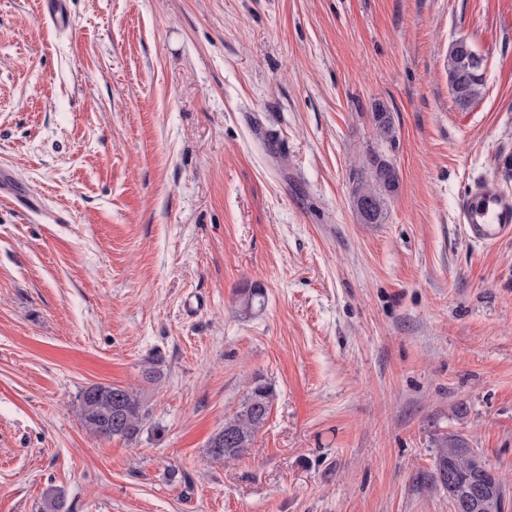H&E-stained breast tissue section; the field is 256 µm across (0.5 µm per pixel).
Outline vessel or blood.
<instances>
[{
    "label": "vessel or blood",
    "instance_id": "vessel-or-blood-1",
    "mask_svg": "<svg viewBox=\"0 0 512 512\" xmlns=\"http://www.w3.org/2000/svg\"><path fill=\"white\" fill-rule=\"evenodd\" d=\"M464 230L473 242L493 246L512 236V195L492 180L476 182L461 205Z\"/></svg>",
    "mask_w": 512,
    "mask_h": 512
}]
</instances>
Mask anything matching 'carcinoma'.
<instances>
[{
  "instance_id": "obj_1",
  "label": "carcinoma",
  "mask_w": 512,
  "mask_h": 512,
  "mask_svg": "<svg viewBox=\"0 0 512 512\" xmlns=\"http://www.w3.org/2000/svg\"><path fill=\"white\" fill-rule=\"evenodd\" d=\"M448 86L456 107L465 111L483 94L484 78L466 68L464 54L451 43L448 49ZM376 140H394L391 113L378 107L372 112ZM399 187L396 166L379 151H370L363 164L362 176L353 190V211L361 224H382L387 218L388 201ZM101 392L93 398L80 394L78 418L82 427L95 437L137 440L149 421L150 409L142 395L123 386L100 384ZM274 386L254 379L232 416L224 420V429L214 434L206 445L207 456L225 462L242 456L255 436L267 424L273 402ZM435 468L430 482L448 493V498H464L469 488L484 482L492 497H506L505 485L484 457L469 447L458 434L444 436L436 444ZM44 512H69L64 494L49 491L44 498Z\"/></svg>"
}]
</instances>
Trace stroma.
I'll return each mask as SVG.
<instances>
[{
  "label": "stroma",
  "mask_w": 512,
  "mask_h": 512,
  "mask_svg": "<svg viewBox=\"0 0 512 512\" xmlns=\"http://www.w3.org/2000/svg\"><path fill=\"white\" fill-rule=\"evenodd\" d=\"M67 9L0 0V512H452L425 481L449 433L512 512V238L458 218L474 181L512 193V0ZM458 38L485 59L466 111ZM375 148L399 187L360 224ZM258 376L268 423L211 461ZM93 384L142 390L137 441L81 426ZM457 40L448 49L446 72L454 103L459 110L465 111L483 94L484 78L480 72L467 70L464 54L456 46ZM372 123L378 143H388L394 140L395 129L390 112H387L384 108L375 107L374 112H372Z\"/></svg>",
  "instance_id": "35a3bbf8"
}]
</instances>
